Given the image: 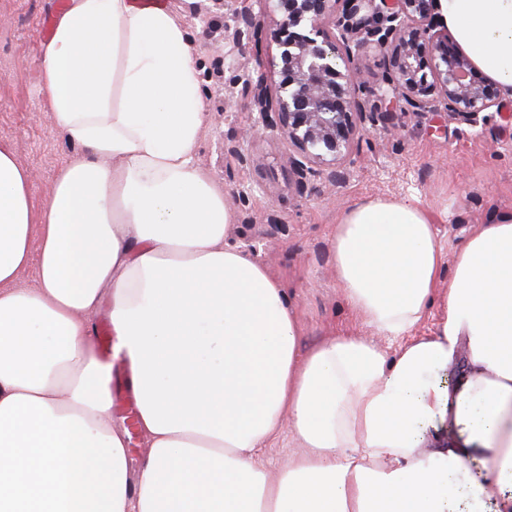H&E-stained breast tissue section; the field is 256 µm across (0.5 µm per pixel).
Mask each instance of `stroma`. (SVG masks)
<instances>
[{
    "instance_id": "35a3bbf8",
    "label": "stroma",
    "mask_w": 512,
    "mask_h": 512,
    "mask_svg": "<svg viewBox=\"0 0 512 512\" xmlns=\"http://www.w3.org/2000/svg\"><path fill=\"white\" fill-rule=\"evenodd\" d=\"M194 41L209 122L197 158L229 193L237 243L257 254L288 288L307 350L326 336L362 328L336 288L330 237L343 209L364 197H397L447 208L441 226L448 252L493 210H512V101L503 112L481 113L476 124L457 122L445 108L406 112L398 132L378 121L366 132L334 186L322 178L299 191L287 145L276 137L241 141L261 117L241 93L260 67L254 46L233 38L237 22L212 0H169ZM61 0H0V143H10L33 175L42 202L73 148L42 110L39 61L47 27ZM247 158L239 164L232 147Z\"/></svg>"
}]
</instances>
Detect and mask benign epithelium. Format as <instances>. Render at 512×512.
Wrapping results in <instances>:
<instances>
[{"instance_id":"obj_1","label":"benign epithelium","mask_w":512,"mask_h":512,"mask_svg":"<svg viewBox=\"0 0 512 512\" xmlns=\"http://www.w3.org/2000/svg\"><path fill=\"white\" fill-rule=\"evenodd\" d=\"M229 8L243 37L258 22L238 0H213ZM276 15L271 42L278 60V83L261 76L242 87L260 113L262 130L288 143L297 153L292 171L299 189L310 178L339 185L342 164L359 145L368 119L399 128L397 111L406 103L424 112L444 103L448 115L474 123L480 113L500 104L488 84L468 79L473 67L457 51L448 29L436 22L432 0H268ZM387 58L386 86L359 96L365 88L357 64L367 48Z\"/></svg>"}]
</instances>
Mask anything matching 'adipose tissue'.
I'll return each mask as SVG.
<instances>
[{
    "label": "adipose tissue",
    "mask_w": 512,
    "mask_h": 512,
    "mask_svg": "<svg viewBox=\"0 0 512 512\" xmlns=\"http://www.w3.org/2000/svg\"><path fill=\"white\" fill-rule=\"evenodd\" d=\"M433 8L512 99V0ZM39 82L75 150L36 206L0 143V512H512V211L450 256L447 210L354 201L332 248L364 332L304 354L288 289L197 161L208 109L167 0H66ZM102 311L148 448L135 472ZM284 432L302 451L273 480L261 453Z\"/></svg>",
    "instance_id": "1"
}]
</instances>
